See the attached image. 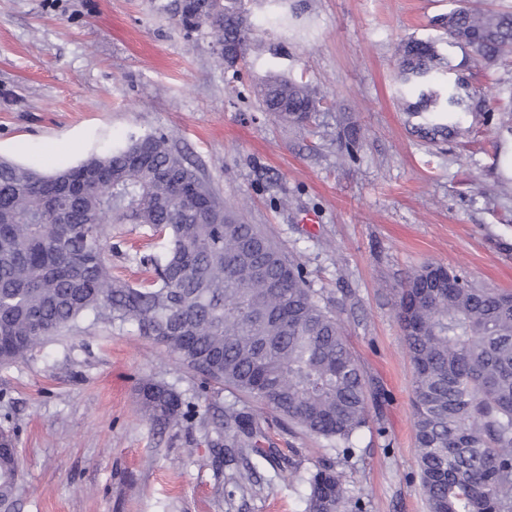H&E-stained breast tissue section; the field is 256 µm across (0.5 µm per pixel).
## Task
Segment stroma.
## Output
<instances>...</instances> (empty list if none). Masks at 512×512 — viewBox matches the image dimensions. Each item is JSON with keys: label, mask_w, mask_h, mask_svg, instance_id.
I'll return each mask as SVG.
<instances>
[{"label": "stroma", "mask_w": 512, "mask_h": 512, "mask_svg": "<svg viewBox=\"0 0 512 512\" xmlns=\"http://www.w3.org/2000/svg\"><path fill=\"white\" fill-rule=\"evenodd\" d=\"M461 6L512 11V0H244L257 51L231 67L208 27H182L175 0H0V158L49 174L164 130L227 206L304 267L379 395L344 459L271 425L299 477L261 467L242 491L204 417L152 425L137 388L151 377L219 414L234 394L201 386L132 328L88 324L0 366V429L21 468L15 512H304L302 477L324 462L344 471L363 512H428L399 290L433 263L512 292V130L498 113L512 102V61L474 68L490 112L463 135L423 139L400 110L397 45L443 38L436 17ZM271 73L324 96L309 125L264 111ZM107 232L113 274L151 278L139 259L162 239L131 224Z\"/></svg>", "instance_id": "1"}]
</instances>
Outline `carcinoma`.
Segmentation results:
<instances>
[{
    "label": "carcinoma",
    "instance_id": "1",
    "mask_svg": "<svg viewBox=\"0 0 512 512\" xmlns=\"http://www.w3.org/2000/svg\"><path fill=\"white\" fill-rule=\"evenodd\" d=\"M186 30L207 25L245 59L256 28L242 0L177 4ZM446 46L410 38L397 47L400 106L431 141L485 120L472 68L512 57V13L459 8L443 19ZM461 60H456V57ZM264 110L310 123L320 99L301 78L271 73ZM107 224H138L165 239L139 287L112 276ZM396 317L414 368L417 463L429 512H512V293L481 288L440 265L401 289ZM131 326L204 382L245 401L224 408L217 433L229 458L251 455L298 477L270 447L261 411L326 440L343 456L368 425V386L336 313L303 266L258 225L245 224L163 131L130 136L105 153L46 175L0 160V366L25 361L79 322ZM138 395L155 425L199 413L152 379ZM0 509L19 480L12 435L0 430ZM305 512H349L331 462L304 478Z\"/></svg>",
    "mask_w": 512,
    "mask_h": 512
}]
</instances>
